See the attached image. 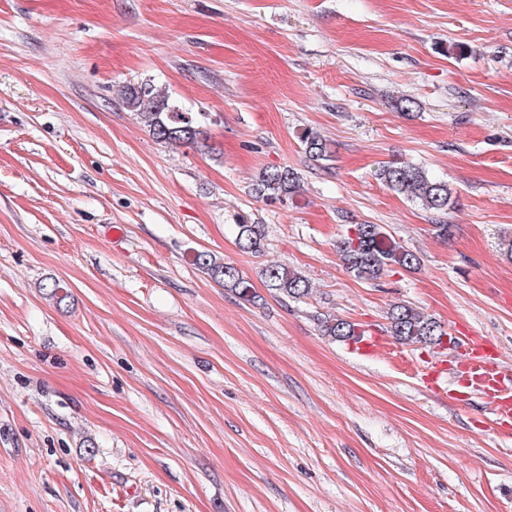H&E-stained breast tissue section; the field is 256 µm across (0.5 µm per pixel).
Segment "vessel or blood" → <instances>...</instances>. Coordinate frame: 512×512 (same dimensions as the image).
Masks as SVG:
<instances>
[{
  "instance_id": "vessel-or-blood-1",
  "label": "vessel or blood",
  "mask_w": 512,
  "mask_h": 512,
  "mask_svg": "<svg viewBox=\"0 0 512 512\" xmlns=\"http://www.w3.org/2000/svg\"><path fill=\"white\" fill-rule=\"evenodd\" d=\"M467 381L472 391L492 405V424L512 427V374L503 370L498 357L487 351L481 337L469 336L466 355Z\"/></svg>"
}]
</instances>
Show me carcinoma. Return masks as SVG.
<instances>
[{"mask_svg":"<svg viewBox=\"0 0 512 512\" xmlns=\"http://www.w3.org/2000/svg\"><path fill=\"white\" fill-rule=\"evenodd\" d=\"M120 95L126 108L135 113L159 142L196 147L206 140L205 114L185 112L175 104L168 92L152 83L121 86ZM305 150L314 161L330 160L328 143L319 134L310 132L304 140ZM375 178L393 192L404 193L423 209L443 213L452 204L453 189L448 182L431 177L421 167L392 162L380 166ZM299 176L288 167L263 170L257 177L254 192L266 202L286 203L299 192ZM237 241L241 250L259 254L266 238L262 224L237 225ZM337 252L346 269L356 278L377 281L389 269L411 270L419 257L388 235L378 224H351L337 243ZM193 265L213 281L222 284L241 298L254 299L250 283L233 265L208 251L193 255ZM266 286L285 301L300 302L311 291L309 282L285 266L265 267ZM323 335L337 341L357 340L364 330L357 323L327 317L321 320ZM389 333L401 344L442 345L448 335L439 321L407 304L395 306L389 315Z\"/></svg>","mask_w":512,"mask_h":512,"instance_id":"cac0c4a2","label":"carcinoma"}]
</instances>
